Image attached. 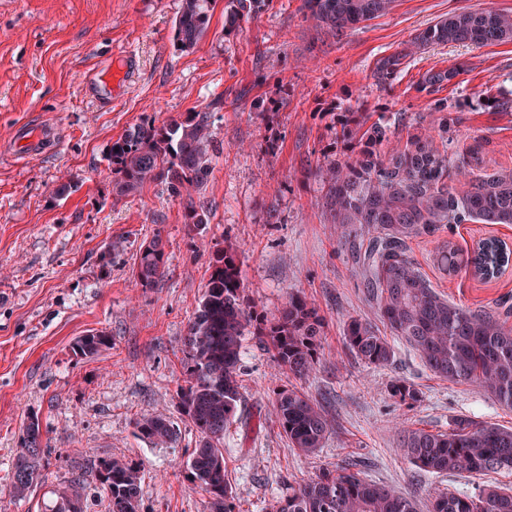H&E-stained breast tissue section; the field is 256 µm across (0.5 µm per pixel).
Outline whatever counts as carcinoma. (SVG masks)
Listing matches in <instances>:
<instances>
[{"label": "carcinoma", "instance_id": "obj_1", "mask_svg": "<svg viewBox=\"0 0 512 512\" xmlns=\"http://www.w3.org/2000/svg\"><path fill=\"white\" fill-rule=\"evenodd\" d=\"M217 0H180L173 41L179 51L194 49L205 35ZM394 0H302L317 25L340 35L390 11ZM266 0H224V32L242 30ZM512 41V14L482 9L454 11L421 30L411 47L380 59L374 76L387 83L401 72L417 49L461 43L476 46ZM463 67L429 69L419 90L433 95ZM211 113L188 112L162 124L146 118L130 126L111 145L112 193L118 198L141 194L150 184L163 185L186 198L185 221L192 230L208 223L203 202L193 193L206 184L221 147L211 129ZM390 127L361 120L343 137L359 146L354 157L332 160L319 174L327 186L325 206L336 224V241L351 258L365 294L381 322L417 352L436 377L468 384L512 410V325L505 312L472 310L448 301L410 256L411 240L433 235L443 224H512V168H480L474 153L450 148L448 125L408 133L391 144ZM436 261L448 274L462 271L491 279L512 262V251L496 238L480 241L471 252L451 243L437 248ZM161 231L139 251L135 278L152 288L165 275ZM260 336L274 360L288 374L309 375L323 336V318L304 298L291 295L279 317L269 319L245 299V288L232 248L215 250L209 278L190 321L178 386L182 418L198 433L184 462L187 476L202 491L207 512H238L224 459V433L242 399L241 350L247 333ZM349 349L368 365L384 366L393 355L387 337L359 318L344 328ZM111 344L101 331L78 338L73 354L92 358ZM405 404L419 392L392 386ZM272 412L292 447L303 455L323 448L332 419L307 393L288 388L276 393ZM140 437L167 447L178 437L171 417L155 414L135 423ZM398 451L417 472H512V428L455 418L448 431L398 428ZM38 418L28 417L12 465V486L22 495L45 480ZM140 466L122 460L101 462L98 482L106 512H139ZM53 512H84L80 486L63 492ZM271 512H421L420 505L396 489L367 481L348 465L325 469L316 478L288 487ZM428 512H512V493L486 486L475 495L435 491Z\"/></svg>", "mask_w": 512, "mask_h": 512}]
</instances>
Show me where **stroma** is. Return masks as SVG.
Returning a JSON list of instances; mask_svg holds the SVG:
<instances>
[{"label": "stroma", "mask_w": 512, "mask_h": 512, "mask_svg": "<svg viewBox=\"0 0 512 512\" xmlns=\"http://www.w3.org/2000/svg\"><path fill=\"white\" fill-rule=\"evenodd\" d=\"M180 0H0V512H50L73 484L85 512H105L94 478L107 458L140 465V512H204L205 498L183 467L198 435L182 422L176 391L187 325L208 279L211 253L232 246L249 301L279 316L290 295L324 320L317 363L289 377L252 335L242 348L243 399L227 430L224 458L242 512H269L289 484L320 470L356 464L368 481L428 505L435 490L474 494L486 484L512 489V473L421 475L396 450L394 425L447 431L466 416L512 427V410L467 384L435 377L399 337L389 364L363 363L344 340L347 321L379 324L351 260L336 242L317 171L352 149L341 130L355 105L370 121L409 128L447 124L458 149L482 145L485 167H512V112L492 101L512 93V42L432 46L413 54L382 84L377 60L463 9L512 13V0H395L392 10L336 35L317 26L301 0H270L225 36L215 7L191 52L176 51ZM131 69L120 85L88 86L116 53ZM464 65L436 95L419 92L426 70ZM219 109H212L215 99ZM212 110L223 146L202 199L210 222L189 230L185 198L158 185L115 198L107 154L140 118L165 122ZM41 129L38 147L19 140ZM69 183L67 196L54 192ZM161 231L166 274L137 284L140 248ZM512 244V224H456L410 243V255L451 302L474 310L512 309V267L483 281L448 275L435 251H470L483 238ZM109 333L111 348L73 355L77 337ZM419 392L410 408L391 395L396 381ZM297 387L323 405L333 431L313 456L292 448L272 415L277 391ZM165 412L180 434L169 448L138 436L136 420ZM37 416L46 479L12 493L11 465L28 416Z\"/></svg>", "instance_id": "stroma-1"}]
</instances>
